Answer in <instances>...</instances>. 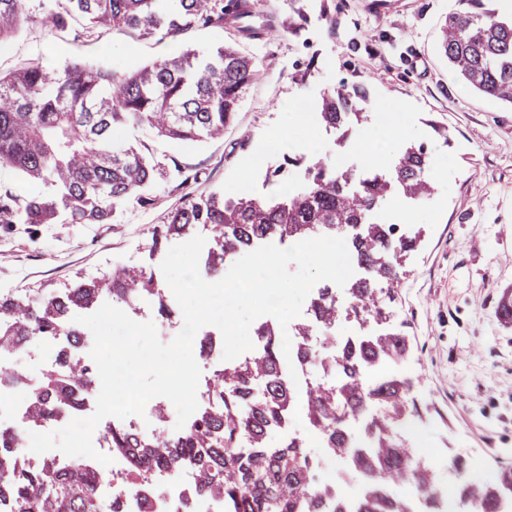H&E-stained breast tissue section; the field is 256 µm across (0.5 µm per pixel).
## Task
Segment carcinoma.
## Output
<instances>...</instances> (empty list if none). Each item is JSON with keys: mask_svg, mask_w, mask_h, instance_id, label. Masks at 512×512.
Wrapping results in <instances>:
<instances>
[{"mask_svg": "<svg viewBox=\"0 0 512 512\" xmlns=\"http://www.w3.org/2000/svg\"><path fill=\"white\" fill-rule=\"evenodd\" d=\"M470 9L448 14L442 48L452 71L474 91L512 104V18H502L469 0ZM252 0H55L49 15L63 35L92 37L100 27L128 30L139 39H176L197 28L231 27L238 36L259 40L275 27L269 15L262 26ZM38 21L31 0H0V49L21 27ZM256 62L230 44L202 51L181 49L143 66L105 69L71 62L47 68L33 64L0 74V166L17 172L37 193L0 189V224H110L130 199L147 200L157 180L182 175L130 144L126 131L147 126L162 138L191 143L224 136L247 87L258 79ZM369 94L360 85L323 94L317 117L326 129L348 140L369 120ZM305 183L295 194L264 199L249 194L187 193L155 229L152 247L208 232L211 250L204 267L211 276L224 273V256L251 249L265 239L302 241L317 236L343 237L352 259L364 270L352 280L346 307L326 285L309 305L300 324L296 360L334 378L298 394L281 374L283 352L276 328L260 324L262 350L244 362L213 374L210 387L216 411L198 413L178 437H143L114 424L105 429L118 453L128 459L133 479L116 486L107 498V477L79 461L51 459L40 468L19 455V436L0 429V512H124V500L142 499V512H153L148 478L161 471H190L198 495L219 498L224 512H412L390 489L406 484L424 512H439L435 470L413 448L399 444L392 432L418 414L415 378L399 366L411 354L406 333L391 321L390 304L401 282L403 258L421 232L409 237L397 225L372 216L387 200L428 199L434 185L426 177L431 159L411 144L389 170H338L321 153L306 158ZM147 270L115 268L86 279L62 295L28 298L0 292V349H21L31 339L60 336L57 367L36 385L26 384L15 369L0 368V381L27 390L29 418L46 423L64 411H81L98 396L96 369L74 356L85 336L73 321L104 297L132 302L155 293ZM343 318L354 320L357 333L333 334ZM323 335L317 352L308 337ZM307 426L322 447L345 460L361 480L358 496L336 492L318 479L304 439L290 434L279 446L267 444L274 429L288 426L296 400ZM361 420L367 443L356 441L351 424ZM512 469H502L492 483L462 479L457 495L474 500L483 512H496Z\"/></svg>", "mask_w": 512, "mask_h": 512, "instance_id": "1", "label": "carcinoma"}]
</instances>
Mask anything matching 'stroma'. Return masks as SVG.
<instances>
[{"label":"stroma","mask_w":512,"mask_h":512,"mask_svg":"<svg viewBox=\"0 0 512 512\" xmlns=\"http://www.w3.org/2000/svg\"><path fill=\"white\" fill-rule=\"evenodd\" d=\"M371 0H258L260 13L287 19L301 10L302 28L235 42L214 28L193 31L197 47L236 43L254 58L259 78L239 102L223 138L181 146L144 128L127 132L144 152L188 176L186 189L158 180L151 202H127L110 224L0 226V290L37 296L61 293L116 266L144 267L152 233L183 191L274 195L268 171L285 157L327 154L338 168L366 165L355 149L368 141L376 119L350 142L332 131L304 137L288 106L318 100L343 84L366 86L371 100L397 105L402 129L388 150L396 158L407 141L422 144L436 190L421 203L400 200L376 214L387 224L422 231L410 252L394 306L412 353L403 365L415 377L421 438L398 433L407 446L432 456L439 486L448 483V460L487 458L465 472L476 483L493 481L512 465V321L499 317L512 297V106L466 88L441 50L448 13L467 10L466 0H389L380 11ZM53 0H33L39 23L24 26L0 49V72L29 63L67 60L118 68L162 58L160 38L135 39L125 30L100 28L95 39L60 36L48 22ZM448 128L440 140L432 123Z\"/></svg>","instance_id":"1"}]
</instances>
